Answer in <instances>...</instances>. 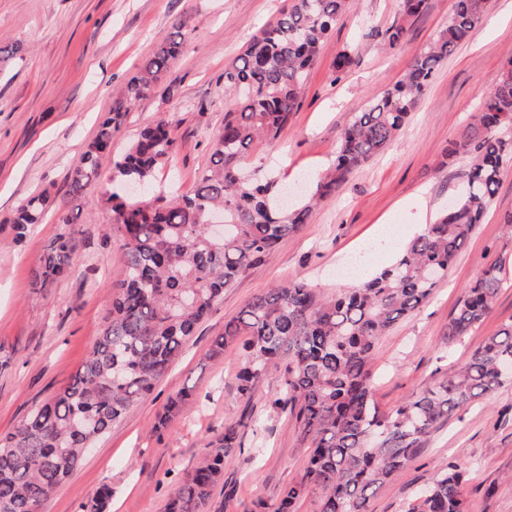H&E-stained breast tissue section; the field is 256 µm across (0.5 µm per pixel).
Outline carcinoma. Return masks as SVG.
<instances>
[{
  "label": "carcinoma",
  "mask_w": 512,
  "mask_h": 512,
  "mask_svg": "<svg viewBox=\"0 0 512 512\" xmlns=\"http://www.w3.org/2000/svg\"><path fill=\"white\" fill-rule=\"evenodd\" d=\"M348 4L290 0L224 67V91L240 95L241 102L224 113L222 130L210 140V165L191 195H169L154 184L156 171L176 149L164 121L141 129L123 154H108L132 105L162 82L192 31L177 26L112 99L65 182L69 195H88L102 183V164L110 158L111 188L101 201L110 207L111 233L125 251L124 277L113 288L102 334L71 382L0 438V512H42L77 467L82 449L153 392L224 291L282 239L300 232L318 201L392 143L438 66L482 19L488 0H454L448 25L431 46L413 56L390 89L353 113L340 133L333 164L311 185L307 201L292 209L280 203L277 182L249 172L245 162L253 145L276 141L298 111L307 73ZM427 8L428 0H401L406 20ZM405 35L403 25L382 33L391 49ZM511 125L512 58L498 83L481 91L478 111L449 150L466 157L452 206L407 243L394 263L329 297L298 279L274 285L224 323V334L213 341L207 358L221 356L227 343L246 337L248 359L238 384L246 401L277 360L288 356L272 404L295 417L309 453L301 478L282 489L273 512H294L314 491L318 512H367L370 497L414 461L442 422L512 382V321L486 338L464 365L394 409L381 408L375 399L373 373L379 338L427 302L481 223L504 164L512 162V139L502 136ZM55 205L46 190L24 199L11 219L17 235L41 223ZM214 210L224 212V223L233 226L220 243L211 240L206 224ZM77 262L72 235H59L33 271L34 286L64 279ZM501 268L499 260L490 262L466 287L448 320V342L490 315ZM188 397L183 391L169 399L155 429L165 430ZM239 447L236 426H225L170 497L167 512H203ZM465 483L466 471L443 463L406 512H467Z\"/></svg>",
  "instance_id": "carcinoma-1"
}]
</instances>
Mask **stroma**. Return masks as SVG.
<instances>
[{
  "label": "stroma",
  "instance_id": "1",
  "mask_svg": "<svg viewBox=\"0 0 512 512\" xmlns=\"http://www.w3.org/2000/svg\"><path fill=\"white\" fill-rule=\"evenodd\" d=\"M286 0H0V46L16 52L0 68V435L12 432L33 409L70 381L101 335L111 289L124 274L123 250L110 231L107 205L86 197L70 202L71 223L50 210L42 223L17 235L10 218L29 194L49 190L63 197L65 176L79 165L112 100L137 72L154 44L178 22L194 31L168 76L179 83L173 97L154 91L139 100L113 154L125 152L135 134L166 120L177 150L156 175L191 192L206 167L209 141L236 100L225 94L224 66L275 20ZM454 0H429L408 21L403 43L386 48L379 31L403 20L400 0H351L324 41L309 72L301 106L273 144L252 148L249 168L279 184L331 164L352 112L380 96L448 23ZM356 63L336 76L340 51ZM512 56V0H490L482 21L437 69L424 98L391 146L364 164L322 200L308 224L284 238L265 261L246 273L208 317L158 381L153 392L94 444L72 476L47 500L44 512H81L110 486L108 512H164L169 497L205 453L208 441L237 425L242 446L224 468L205 512H263L302 474L307 448L296 420L270 399L284 367L255 388L253 402L238 392L246 358L242 341L221 358L206 359L224 323L253 296L278 283L304 280L322 296L348 285L338 266L390 225H403L392 251L375 269L433 223L461 181L464 161L447 150L476 111L481 90L494 86ZM512 163L504 165L491 206L447 278L421 308L399 321L376 345L375 398L392 409L462 365L485 338L512 320ZM73 233L81 257L71 274L45 289L32 272L50 243ZM503 263L493 313L468 335L448 342V319L465 286L492 260ZM190 398L168 428L154 422L171 397ZM445 461L470 468L465 485L469 512H512V385L473 404L438 428L416 459L380 488L368 512H405L418 490Z\"/></svg>",
  "mask_w": 512,
  "mask_h": 512
}]
</instances>
